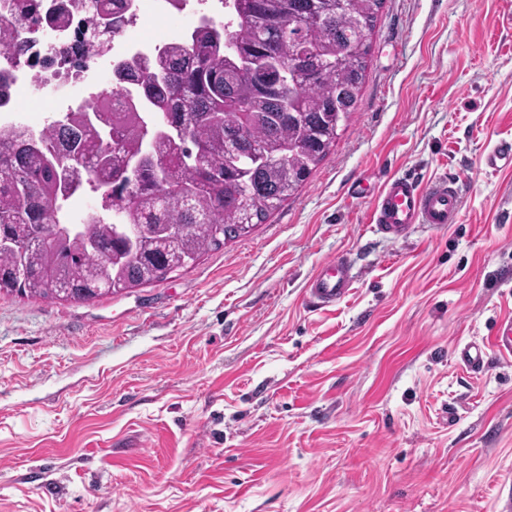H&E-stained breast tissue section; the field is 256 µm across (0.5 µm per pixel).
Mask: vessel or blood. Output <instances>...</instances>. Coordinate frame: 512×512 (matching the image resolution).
Segmentation results:
<instances>
[{"mask_svg": "<svg viewBox=\"0 0 512 512\" xmlns=\"http://www.w3.org/2000/svg\"><path fill=\"white\" fill-rule=\"evenodd\" d=\"M483 162L494 171L511 170L512 141H499L484 153ZM354 192L357 197L369 200L377 229L395 238L405 236L416 224L455 223L461 210V189L447 177L425 183L393 174L380 183L360 180ZM352 270L350 260L343 258L321 264L305 290L308 301L322 308L343 300L352 289ZM493 354L504 360L512 359V316L505 317L485 341L469 342L458 349L457 358L466 369L478 372Z\"/></svg>", "mask_w": 512, "mask_h": 512, "instance_id": "1", "label": "vessel or blood"}]
</instances>
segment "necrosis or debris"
Returning <instances> with one entry per match:
<instances>
[{"label":"necrosis or debris","instance_id":"obj_1","mask_svg":"<svg viewBox=\"0 0 512 512\" xmlns=\"http://www.w3.org/2000/svg\"><path fill=\"white\" fill-rule=\"evenodd\" d=\"M86 0H39V22L20 20L14 0H0V19L14 23L18 40L0 50V128L41 134L69 112L90 108L104 78L142 51H155L178 40L184 26L202 20L224 24L223 0H129L116 34L88 39ZM69 16L65 28L54 27L56 8ZM26 90H49L55 103L50 114L29 119L21 108Z\"/></svg>","mask_w":512,"mask_h":512}]
</instances>
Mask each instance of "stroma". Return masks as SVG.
<instances>
[{"instance_id": "stroma-1", "label": "stroma", "mask_w": 512, "mask_h": 512, "mask_svg": "<svg viewBox=\"0 0 512 512\" xmlns=\"http://www.w3.org/2000/svg\"><path fill=\"white\" fill-rule=\"evenodd\" d=\"M512 0H383L353 112L265 223L89 302L0 294V512H501L512 362ZM462 186L457 223L376 230L360 178ZM353 260L317 309L312 273ZM486 168L493 171L512 169V141L501 140L483 155ZM352 270L350 260L343 258H333L321 264L305 288L308 301L322 308L343 300L352 290ZM490 352L504 360L512 359V316L505 317L485 341L466 343L456 355L466 369L479 372L485 367Z\"/></svg>"}]
</instances>
